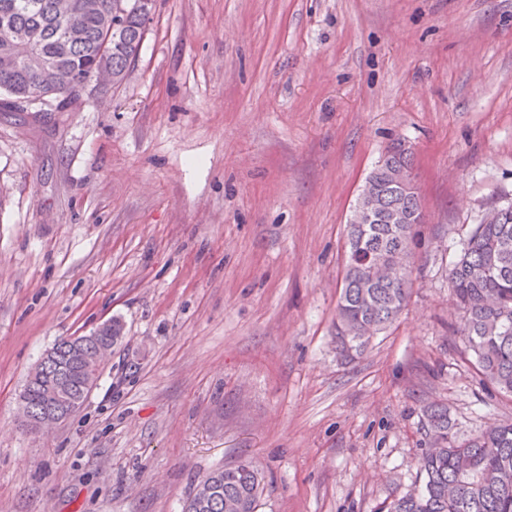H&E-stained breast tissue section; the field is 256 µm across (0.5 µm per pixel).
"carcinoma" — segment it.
<instances>
[{
  "mask_svg": "<svg viewBox=\"0 0 512 512\" xmlns=\"http://www.w3.org/2000/svg\"><path fill=\"white\" fill-rule=\"evenodd\" d=\"M154 0H0V93L21 107L30 99L68 97L98 72L123 81L136 57ZM366 181L367 199L379 206L370 223L352 212L347 259L334 323L336 352L351 362L370 340L406 309L413 288L412 245L424 223L417 186L404 195L396 175L414 178L412 151L396 140ZM449 283L462 311L460 333L479 382L512 396V204L487 212L454 261ZM97 336L115 346L118 322ZM53 348L56 360H41L21 394L24 410L38 419L53 402L81 397L87 363L70 357L68 341ZM430 445L418 494L395 498L388 512H512V422L462 438L448 408L424 407ZM262 472L251 463L212 470L198 478L185 512H256Z\"/></svg>",
  "mask_w": 512,
  "mask_h": 512,
  "instance_id": "cac0c4a2",
  "label": "carcinoma"
}]
</instances>
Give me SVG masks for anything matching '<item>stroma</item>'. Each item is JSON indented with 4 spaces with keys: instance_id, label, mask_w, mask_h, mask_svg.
I'll list each match as a JSON object with an SVG mask.
<instances>
[{
    "instance_id": "obj_1",
    "label": "stroma",
    "mask_w": 512,
    "mask_h": 512,
    "mask_svg": "<svg viewBox=\"0 0 512 512\" xmlns=\"http://www.w3.org/2000/svg\"><path fill=\"white\" fill-rule=\"evenodd\" d=\"M397 138L414 288L345 364L346 224ZM511 202L512 0H155L121 84L0 103V512H182L244 461L257 512H383L423 482L424 405L467 435L512 421L448 282ZM113 319L82 407L28 432L43 354Z\"/></svg>"
}]
</instances>
